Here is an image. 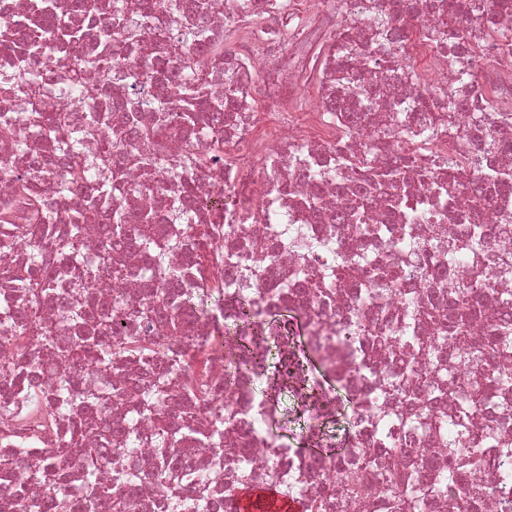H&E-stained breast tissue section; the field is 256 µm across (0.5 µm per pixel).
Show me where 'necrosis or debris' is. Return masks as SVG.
<instances>
[{
	"label": "necrosis or debris",
	"mask_w": 512,
	"mask_h": 512,
	"mask_svg": "<svg viewBox=\"0 0 512 512\" xmlns=\"http://www.w3.org/2000/svg\"><path fill=\"white\" fill-rule=\"evenodd\" d=\"M365 2L0 0V512L53 494L67 512H229L247 485L322 512H512V154L493 147L512 138V0L465 40L446 0L385 37ZM35 104L70 120L43 128ZM74 144L80 185L59 160ZM381 166L396 180L377 183ZM354 185L356 230L336 220ZM169 284L224 306L171 318L149 302ZM241 296L256 354L272 314L293 313L288 388L302 399L314 361L336 380L341 443L334 398L284 436L252 389L268 367L225 386ZM104 309L122 325L103 354L84 315ZM79 338L91 357L72 373L99 401L78 409L60 357ZM106 424L122 437L90 483L82 451Z\"/></svg>",
	"instance_id": "necrosis-or-debris-1"
}]
</instances>
